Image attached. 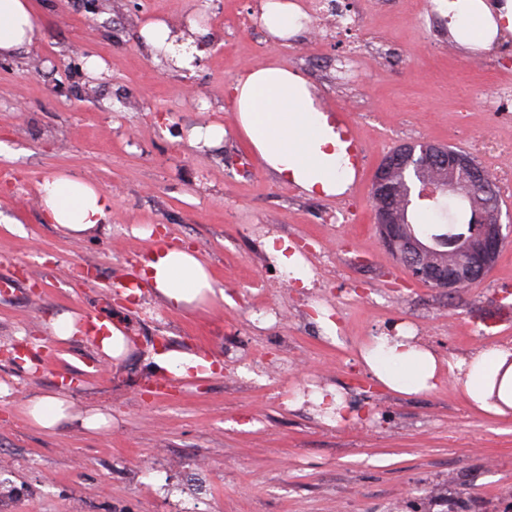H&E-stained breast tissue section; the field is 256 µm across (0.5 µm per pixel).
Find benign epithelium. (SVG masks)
<instances>
[{"mask_svg": "<svg viewBox=\"0 0 512 512\" xmlns=\"http://www.w3.org/2000/svg\"><path fill=\"white\" fill-rule=\"evenodd\" d=\"M413 159L409 146L394 150L384 159L373 177L372 200L381 198L392 191L391 173ZM428 164L440 171L435 186L429 187L432 194L452 196L458 192L459 181L469 179L489 200L476 213V223L457 225L448 234V253L463 255L465 260L446 268L428 263L427 258L439 252L442 239L430 235H417L412 227L405 228V236L400 239L398 255L410 261L409 270L418 280H426L443 292L459 289V285L473 276H484L496 262L501 248L512 239V225L501 223V210L495 206L492 180L477 170L465 156L450 152L444 146L431 144L427 155Z\"/></svg>", "mask_w": 512, "mask_h": 512, "instance_id": "obj_1", "label": "benign epithelium"}]
</instances>
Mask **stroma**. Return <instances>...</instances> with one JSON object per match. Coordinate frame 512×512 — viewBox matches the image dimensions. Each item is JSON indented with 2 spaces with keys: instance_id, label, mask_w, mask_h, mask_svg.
<instances>
[{
  "instance_id": "35a3bbf8",
  "label": "stroma",
  "mask_w": 512,
  "mask_h": 512,
  "mask_svg": "<svg viewBox=\"0 0 512 512\" xmlns=\"http://www.w3.org/2000/svg\"><path fill=\"white\" fill-rule=\"evenodd\" d=\"M263 3L103 0L96 12L90 0H31L38 40L0 54V276L24 287L0 299V512H512V413L474 409L452 376L392 392L360 357L400 326L444 359L512 348V242L481 282L445 293L386 251L371 198L399 146L466 152L474 135L512 139V112L491 101L497 75L447 28L424 31L422 0H349L362 38L383 37L388 52L363 51L346 81L336 44L308 29L260 41L247 20ZM152 18L204 26L207 44L176 65L142 42ZM78 46L100 73L73 60ZM267 63L304 77L324 112H351L368 150L361 185L311 196L259 161L225 88ZM208 125L224 126L223 141L191 142ZM56 173L111 194L109 230L72 238L44 223L41 184ZM162 225L207 259L226 301L174 313L147 290L106 296ZM272 235L294 246L311 287L275 264ZM86 264L97 280L78 275ZM90 310L127 330L123 358L50 336L51 318ZM167 347L223 369L177 378L154 361ZM61 390L74 418L55 432L20 414ZM331 392L338 421L314 401ZM90 410L110 426L86 431Z\"/></svg>"
}]
</instances>
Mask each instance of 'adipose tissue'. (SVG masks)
Listing matches in <instances>:
<instances>
[{"instance_id": "ef3b65f1", "label": "adipose tissue", "mask_w": 512, "mask_h": 512, "mask_svg": "<svg viewBox=\"0 0 512 512\" xmlns=\"http://www.w3.org/2000/svg\"><path fill=\"white\" fill-rule=\"evenodd\" d=\"M456 40L485 49L500 27L512 30V10L497 21L486 0H447ZM39 30L30 0H0V53L11 54L32 44ZM228 94L238 114L239 131L263 165L286 183L315 195L344 193L353 170L334 125L315 105L308 82L274 65L246 68ZM46 223L64 235L82 238L108 229L112 197L66 174H54L41 185ZM141 276L172 311L200 309L222 300L207 264L183 245L156 244L141 259ZM361 357L373 377L395 392H423L436 387L441 372L463 383L469 403L484 412H512V349L491 346L466 357L440 359L416 343L405 330L375 337ZM71 407L63 393L30 399L22 409L28 422L52 431L69 420Z\"/></svg>"}]
</instances>
